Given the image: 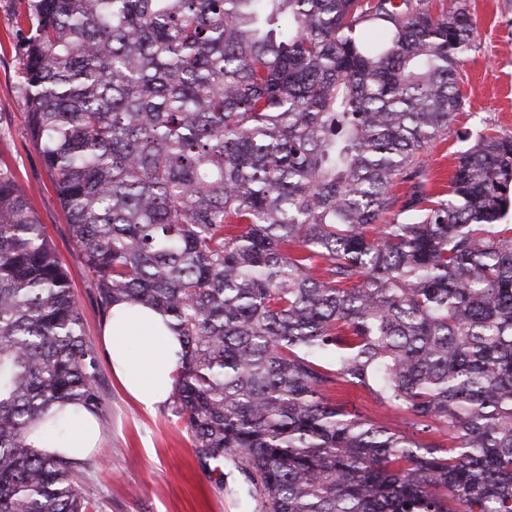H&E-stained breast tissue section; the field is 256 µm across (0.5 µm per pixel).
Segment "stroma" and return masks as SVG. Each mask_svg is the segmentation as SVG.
<instances>
[{
  "label": "stroma",
  "mask_w": 512,
  "mask_h": 512,
  "mask_svg": "<svg viewBox=\"0 0 512 512\" xmlns=\"http://www.w3.org/2000/svg\"><path fill=\"white\" fill-rule=\"evenodd\" d=\"M24 0H0V168H9L58 252L71 279L87 339L100 349L104 316L73 241L49 172L26 130L21 58L25 32L17 19ZM478 38L459 68L465 105L455 123L431 144L427 163L434 191H445L454 154L471 136L512 138V0H470ZM105 409L98 422L101 448L81 460L77 482L89 512H255L233 469L201 464L184 421L169 403L139 410L109 366L101 368Z\"/></svg>",
  "instance_id": "35a3bbf8"
}]
</instances>
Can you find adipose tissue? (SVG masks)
Instances as JSON below:
<instances>
[{
	"label": "adipose tissue",
	"instance_id": "1",
	"mask_svg": "<svg viewBox=\"0 0 512 512\" xmlns=\"http://www.w3.org/2000/svg\"><path fill=\"white\" fill-rule=\"evenodd\" d=\"M102 344L124 391L143 411L154 412L172 390L182 352L177 336L153 311L118 304L103 324ZM47 415L61 419L65 433L51 439L45 432L33 431L29 435L33 447L69 459L98 449L101 429L92 414L67 405L51 407Z\"/></svg>",
	"mask_w": 512,
	"mask_h": 512
}]
</instances>
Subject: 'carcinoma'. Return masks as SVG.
I'll return each mask as SVG.
<instances>
[{"instance_id":"obj_1","label":"carcinoma","mask_w":512,"mask_h":512,"mask_svg":"<svg viewBox=\"0 0 512 512\" xmlns=\"http://www.w3.org/2000/svg\"><path fill=\"white\" fill-rule=\"evenodd\" d=\"M27 0V126L102 312L168 318L199 461L261 512H512V139L462 107L468 0ZM407 184L398 196L392 187ZM349 385L445 434L332 400ZM103 410L64 265L0 169V512H87L28 434Z\"/></svg>"}]
</instances>
